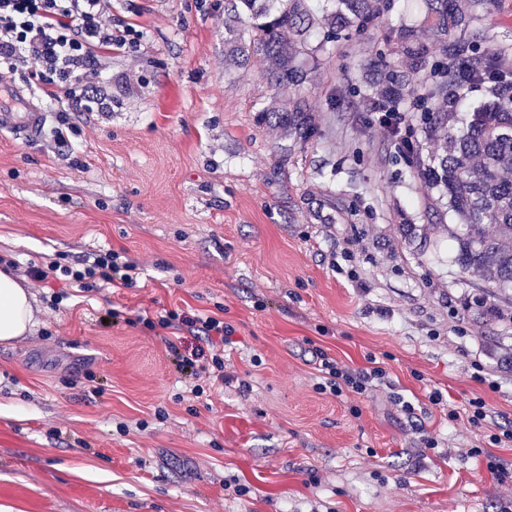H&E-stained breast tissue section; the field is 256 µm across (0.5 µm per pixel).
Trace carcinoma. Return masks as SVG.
Segmentation results:
<instances>
[{
	"mask_svg": "<svg viewBox=\"0 0 512 512\" xmlns=\"http://www.w3.org/2000/svg\"><path fill=\"white\" fill-rule=\"evenodd\" d=\"M423 2L427 19L441 36L442 52L465 69L473 87L501 78V59L483 50L485 32L454 37L472 17L490 12L495 0H471L464 13L455 0ZM226 3L240 15L241 28L224 42V64L244 66L259 55L268 63L267 84L288 94L306 79L297 60L318 28L328 25L327 33L333 37L363 30L379 19L388 0H337L334 12L323 20L309 11L305 0ZM393 41L412 69L427 73V97L448 103L458 81L457 69L430 63L431 53L412 27L398 30ZM407 79V74L389 65L379 71L375 84L377 94L387 99L386 111H400V90ZM278 121L296 141H308L316 134L311 109L302 97L289 99ZM421 132L447 138L446 152L438 164L424 165V175L448 194V212L458 220L448 225L449 238L456 244L455 264L463 272H483L490 294L512 300V92L490 88L489 96L463 121L454 108L426 110ZM488 224L495 227L492 235L486 231Z\"/></svg>",
	"mask_w": 512,
	"mask_h": 512,
	"instance_id": "obj_1",
	"label": "carcinoma"
}]
</instances>
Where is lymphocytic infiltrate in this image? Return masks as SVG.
<instances>
[{
  "instance_id": "obj_1",
  "label": "lymphocytic infiltrate",
  "mask_w": 512,
  "mask_h": 512,
  "mask_svg": "<svg viewBox=\"0 0 512 512\" xmlns=\"http://www.w3.org/2000/svg\"><path fill=\"white\" fill-rule=\"evenodd\" d=\"M132 33L131 26H113L112 0H0V78L15 75L25 67L33 83L64 89V96L53 99L63 117L84 102L105 109L108 102L102 62L125 50ZM24 274L40 282L63 274L81 288L91 280L129 287L137 279L139 264L107 251L79 269L51 258L25 269ZM149 327L200 334L208 346L228 340L232 333L231 326L219 318L176 310L166 311ZM166 346L192 378L224 381V358L220 354L209 355L199 348L188 352L171 340ZM320 373L318 390L338 398L364 397L377 387L391 384L382 366L355 368L326 355L321 358Z\"/></svg>"
}]
</instances>
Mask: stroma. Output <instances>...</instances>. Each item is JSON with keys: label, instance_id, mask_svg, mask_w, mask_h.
<instances>
[{"label": "stroma", "instance_id": "stroma-1", "mask_svg": "<svg viewBox=\"0 0 512 512\" xmlns=\"http://www.w3.org/2000/svg\"><path fill=\"white\" fill-rule=\"evenodd\" d=\"M112 18L139 37L105 62L108 108L74 112L65 143L50 93L11 79L46 123L29 142L0 134V260L23 269L122 249L142 273L88 293L64 276L27 280L37 326L0 343V512H498L512 501V446L487 440L512 426V304L452 262L454 218L418 174L442 140L406 155L377 129L364 83L374 62L404 63L386 28L415 26L439 52L420 0H391L375 25L315 52L299 93L317 133L304 143L259 117L276 97L265 59L225 69L238 22L224 0H112ZM476 25L512 64V0ZM177 308L232 328L228 381L199 396L143 324ZM320 350L379 362L440 448L414 445L387 391L319 393ZM433 390L461 412L483 399L491 421H449ZM490 456L505 478L485 474Z\"/></svg>", "mask_w": 512, "mask_h": 512}]
</instances>
